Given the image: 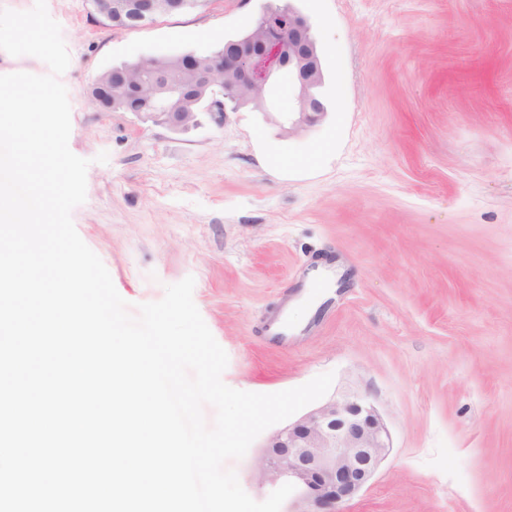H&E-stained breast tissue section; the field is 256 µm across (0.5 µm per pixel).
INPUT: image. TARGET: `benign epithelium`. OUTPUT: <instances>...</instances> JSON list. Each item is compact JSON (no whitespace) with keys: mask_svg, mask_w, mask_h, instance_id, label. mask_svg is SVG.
Masks as SVG:
<instances>
[{"mask_svg":"<svg viewBox=\"0 0 512 512\" xmlns=\"http://www.w3.org/2000/svg\"><path fill=\"white\" fill-rule=\"evenodd\" d=\"M143 23L169 8V0H141ZM259 50L246 57L214 59L210 68L224 72V100L236 103L237 85L250 87L265 113L276 106L281 81H288L292 105L283 120L288 130L314 125L327 114L323 95L325 77L309 19L288 3L278 10H263L253 20ZM138 81L129 96L137 101L134 114L144 121L185 131L199 124L196 112H174L185 89L160 76L157 57H140ZM212 86L197 109H217L223 100L213 98ZM390 449V434L377 407L356 393L338 394L311 410L297 422L270 435L263 462L254 474L260 488L283 483L295 486V512H335V507L356 497L369 483Z\"/></svg>","mask_w":512,"mask_h":512,"instance_id":"7a95c632","label":"benign epithelium"}]
</instances>
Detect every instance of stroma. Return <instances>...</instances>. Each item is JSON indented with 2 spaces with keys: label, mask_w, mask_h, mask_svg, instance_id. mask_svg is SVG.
I'll list each match as a JSON object with an SVG mask.
<instances>
[{
  "label": "stroma",
  "mask_w": 512,
  "mask_h": 512,
  "mask_svg": "<svg viewBox=\"0 0 512 512\" xmlns=\"http://www.w3.org/2000/svg\"><path fill=\"white\" fill-rule=\"evenodd\" d=\"M267 2L128 30L47 0L69 148L91 162L75 228L129 303L194 277L229 387L331 371L377 406L392 448L343 512H512V0H297L328 113L293 134L248 107L175 132L94 103L105 70L208 52ZM322 256L342 276L328 305L300 277ZM286 295L311 332L282 349L264 326Z\"/></svg>",
  "instance_id": "stroma-1"
}]
</instances>
